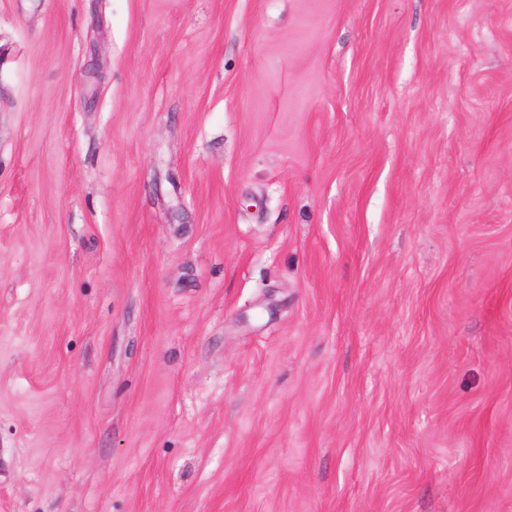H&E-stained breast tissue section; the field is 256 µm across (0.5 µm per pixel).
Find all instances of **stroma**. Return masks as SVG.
Listing matches in <instances>:
<instances>
[{
  "label": "stroma",
  "instance_id": "stroma-1",
  "mask_svg": "<svg viewBox=\"0 0 512 512\" xmlns=\"http://www.w3.org/2000/svg\"><path fill=\"white\" fill-rule=\"evenodd\" d=\"M0 512H512V0H0Z\"/></svg>",
  "mask_w": 512,
  "mask_h": 512
}]
</instances>
